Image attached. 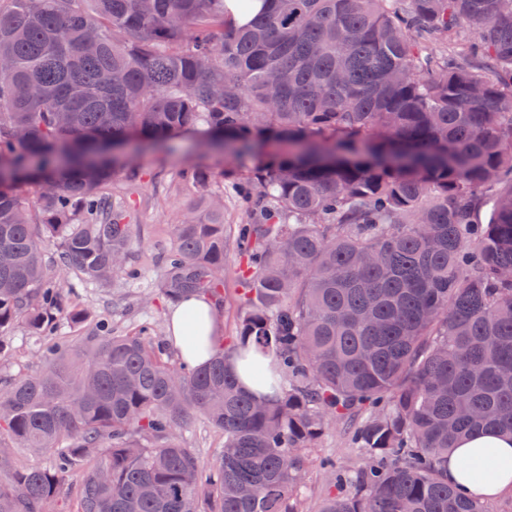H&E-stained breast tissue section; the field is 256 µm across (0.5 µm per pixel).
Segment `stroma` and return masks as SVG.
<instances>
[{"instance_id":"1","label":"stroma","mask_w":512,"mask_h":512,"mask_svg":"<svg viewBox=\"0 0 512 512\" xmlns=\"http://www.w3.org/2000/svg\"><path fill=\"white\" fill-rule=\"evenodd\" d=\"M179 147L169 153L143 152L129 157L127 166L134 176L118 172L112 182V192L128 211L133 226V256L146 271L145 280L137 286L117 283L111 286L88 284L77 275L68 281L79 297L87 303L94 317H107L114 328L129 330L150 319L157 325L160 336L168 334V319L172 307L164 302L156 288V262L170 244V230L189 211L205 213L211 196L223 195L224 221L244 223L246 215L233 196L235 183L250 178L256 162L210 149L200 135H181ZM193 166L206 168L209 179L199 187L185 182L183 169ZM310 465L305 476L304 512H317L325 492V476L321 464L331 458L358 467L364 462L357 449L347 441V430L337 427L326 432L309 452Z\"/></svg>"}]
</instances>
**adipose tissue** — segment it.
<instances>
[{"instance_id":"1","label":"adipose tissue","mask_w":512,"mask_h":512,"mask_svg":"<svg viewBox=\"0 0 512 512\" xmlns=\"http://www.w3.org/2000/svg\"><path fill=\"white\" fill-rule=\"evenodd\" d=\"M191 307L199 311L202 316V325L199 329L200 345L195 349L182 347L181 357L195 367L208 363L216 345L222 338V328L216 309L206 300L194 299ZM498 449L501 456L512 458V442L501 439L488 432H477L460 442L448 455V482L465 492L482 497L494 498L512 491V472L502 471L484 483L476 484L466 479L460 461L463 458L479 454L483 449Z\"/></svg>"}]
</instances>
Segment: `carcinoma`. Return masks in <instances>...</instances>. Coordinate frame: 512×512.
Segmentation results:
<instances>
[{"label":"carcinoma","mask_w":512,"mask_h":512,"mask_svg":"<svg viewBox=\"0 0 512 512\" xmlns=\"http://www.w3.org/2000/svg\"><path fill=\"white\" fill-rule=\"evenodd\" d=\"M195 129L258 157L249 222L228 231L222 196L187 213L157 288L224 307L233 243L236 340L202 368L152 321L76 345L69 273L144 278L119 157ZM19 328L40 365L0 374V512H301L306 450L339 421L366 462L323 464L319 512H489L448 453L512 438V0H271L243 26L224 0L0 4V361ZM195 413L209 460L179 435ZM503 466L464 463L474 483Z\"/></svg>","instance_id":"carcinoma-1"}]
</instances>
